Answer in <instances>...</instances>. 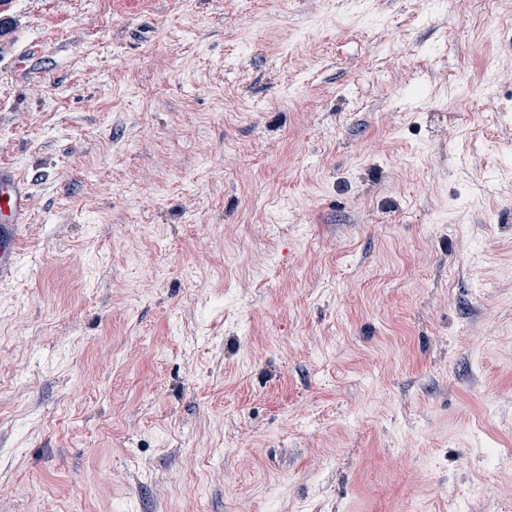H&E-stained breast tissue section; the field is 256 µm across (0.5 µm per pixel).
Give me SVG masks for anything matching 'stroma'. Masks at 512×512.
<instances>
[{
    "label": "stroma",
    "mask_w": 512,
    "mask_h": 512,
    "mask_svg": "<svg viewBox=\"0 0 512 512\" xmlns=\"http://www.w3.org/2000/svg\"><path fill=\"white\" fill-rule=\"evenodd\" d=\"M0 512H512V0H13ZM29 191L24 177L9 165L0 164V279L15 270L21 224L28 223Z\"/></svg>",
    "instance_id": "1"
}]
</instances>
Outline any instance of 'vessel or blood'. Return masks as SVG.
<instances>
[{
    "label": "vessel or blood",
    "mask_w": 512,
    "mask_h": 512,
    "mask_svg": "<svg viewBox=\"0 0 512 512\" xmlns=\"http://www.w3.org/2000/svg\"><path fill=\"white\" fill-rule=\"evenodd\" d=\"M29 216V191L24 177L0 164V279L12 276L20 245V230Z\"/></svg>",
    "instance_id": "1"
}]
</instances>
